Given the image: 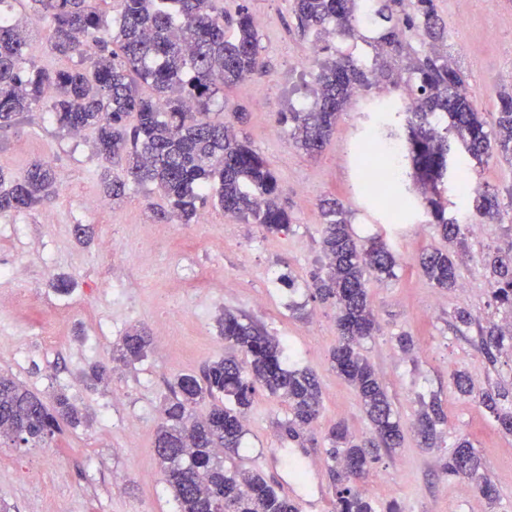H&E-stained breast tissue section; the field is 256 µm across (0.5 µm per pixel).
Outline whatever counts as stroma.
<instances>
[{
  "label": "stroma",
  "mask_w": 512,
  "mask_h": 512,
  "mask_svg": "<svg viewBox=\"0 0 512 512\" xmlns=\"http://www.w3.org/2000/svg\"><path fill=\"white\" fill-rule=\"evenodd\" d=\"M242 7L262 21L263 66L251 74L248 86L225 89L224 113H247L242 132L275 172L293 220L288 233L269 234L258 225L228 220L210 203L199 209L194 223L161 222L151 211L162 205L160 194L135 185L104 215L88 214L84 201L102 195L93 131L61 132L46 112L0 128L1 169L18 176L41 159L60 177L56 200L0 217V269L22 276L28 294L20 306L0 308V372L47 401L65 391L88 414L86 422L64 428L45 447L0 444V512H179L154 452L159 408L167 380L199 372L230 353L217 324L225 310L247 315L285 345L290 364L312 370L323 404L318 420L293 440L282 428L287 405L258 391L235 461L262 472L281 492L284 478L291 475L289 458L304 449L313 481L299 487L294 499L300 502L318 491L325 512H334L335 481L326 464L324 437L339 422L363 439L371 428L356 392L331 364L336 310L311 300L306 289L312 274L325 269L319 246L321 205L331 198L346 206L359 240L381 236L398 256L394 277L369 284L379 330L364 341L363 352L406 433L400 448L379 450L358 484L360 491L380 507L393 504L400 512H512V434L482 406L460 396L453 383L461 372L476 389L512 390V339H504L491 364L450 323L451 312L465 308L481 324L512 326V311L492 299L494 279L487 265L491 253L512 254V161H478L451 148V169L465 170L473 188L498 189L501 208L493 223L467 233L457 260V286L436 288L419 260L426 250L447 243L434 232L425 201L411 181L398 186L414 200L399 224L391 222L381 204L355 192L363 175L358 150L379 121L373 107L403 102L405 82H387L380 91L352 98L324 149L307 154L273 115L312 102L314 75L327 55L319 53L316 62L301 67L311 38L296 27L294 0H224L226 15ZM437 8L448 54L463 72L476 110L492 117L499 91L512 84L507 80L512 73V0H496L491 15L482 0H437ZM13 13L27 20L28 52L39 65L79 67L78 57L51 51L48 23L25 0L14 4ZM259 97L267 100L268 111L257 109ZM78 224L91 227L88 242L76 240ZM108 238L123 245V257L104 248ZM215 266L223 267L232 287L207 281ZM58 274L73 281L70 295L51 288ZM283 274L294 278L295 290L279 283ZM134 328L153 338L146 357L115 364L117 343ZM403 332L415 340L412 354H403L395 342ZM49 335L54 345H47ZM93 363L111 368L108 383L94 389L83 377ZM426 401L436 402L447 419L429 449L421 447L412 430ZM462 435L482 457L496 501L482 497L469 481L448 477L452 446Z\"/></svg>",
  "instance_id": "35a3bbf8"
}]
</instances>
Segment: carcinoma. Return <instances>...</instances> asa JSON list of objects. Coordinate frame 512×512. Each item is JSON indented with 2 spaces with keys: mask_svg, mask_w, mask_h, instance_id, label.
I'll return each mask as SVG.
<instances>
[{
  "mask_svg": "<svg viewBox=\"0 0 512 512\" xmlns=\"http://www.w3.org/2000/svg\"><path fill=\"white\" fill-rule=\"evenodd\" d=\"M0 127H9L25 112H50L58 128L76 134L96 132L95 153L104 196L119 200L129 184L153 185L165 200L156 210L161 220L189 224L208 200L225 214L279 233L292 224L280 202L278 180L267 160L234 127L211 118L216 96L254 73L261 65L259 27L253 15L240 9L224 19V0H119L117 15L107 20L100 9L106 0H31L33 11L52 27L51 50L78 56L90 65L81 69L49 70L28 54L22 20L1 5ZM402 0H375L373 42L386 57L405 60L411 104L406 112L407 135L401 141L403 165L425 193L431 223L452 245L463 246L467 224L448 217L441 186L448 177V136L460 150L481 159L498 154L512 159V88L498 93V112L487 123L470 100L461 71L448 60L445 26L436 0H416L411 14H399ZM362 0H294L297 28L304 34L361 35ZM422 31L428 51L411 52L405 32ZM389 77L386 62L370 70L348 56L320 64L311 105L276 113L291 128L295 143L309 153L320 151L336 129L339 114L355 89L373 88L376 78ZM150 86L155 97L144 98L137 83ZM126 163L124 177L112 175V165ZM59 177L54 167L32 163L15 178L0 168V216L34 208L56 197ZM500 194L483 189L474 199L469 221L483 224L499 213ZM320 248L327 260L325 276L312 277L310 297L332 301L336 308L338 341L332 354L336 374L351 385L372 431L360 442L342 424L327 435V462L339 476L347 462L363 473L377 460L375 450L400 447L403 427L375 369L361 353L362 342L377 331L367 284L393 274L396 255L379 237L360 244L338 201L323 210ZM497 275L495 301L512 309V256L492 257ZM425 276L438 288L457 285V265L448 252L435 249L422 258ZM220 336L244 356L222 357L199 373H183L168 384L161 409L155 449L166 482L180 512H298L296 503L280 494L258 471L226 464V454L239 448L246 416L260 389L288 407L286 435L295 438L320 416L318 382L307 369L285 367L280 343L257 324L224 312ZM504 334L495 326H478L477 345L491 358ZM148 337L127 333L121 357L146 356ZM460 395L477 399L512 434V398L503 391L474 392L463 373L453 377ZM209 399L204 417L195 405ZM85 416L61 392L50 403L13 377L0 373V439L25 447L51 440L62 427H76ZM444 417L436 403L428 405L414 431L429 447ZM482 462L471 443L460 439L448 460V476L469 479L493 501L497 492L481 473ZM336 512H379L352 480L336 484Z\"/></svg>",
  "mask_w": 512,
  "mask_h": 512,
  "instance_id": "cac0c4a2",
  "label": "carcinoma"
}]
</instances>
